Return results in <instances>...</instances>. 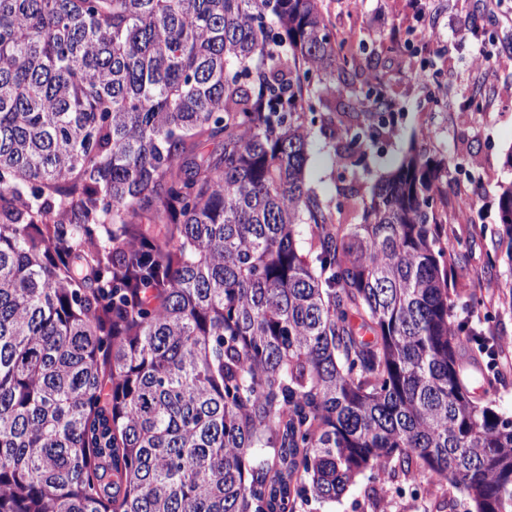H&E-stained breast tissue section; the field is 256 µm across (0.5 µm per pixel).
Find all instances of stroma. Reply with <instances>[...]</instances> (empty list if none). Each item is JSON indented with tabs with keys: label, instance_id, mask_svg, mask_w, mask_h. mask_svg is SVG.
<instances>
[{
	"label": "stroma",
	"instance_id": "obj_1",
	"mask_svg": "<svg viewBox=\"0 0 512 512\" xmlns=\"http://www.w3.org/2000/svg\"><path fill=\"white\" fill-rule=\"evenodd\" d=\"M322 8L336 35L354 32L358 76L348 87H316V111L342 107L377 78L392 108L354 173L334 166L328 134L315 131L307 182L333 203L339 187L369 186L411 145L447 158L445 200L437 209L462 242L457 281L480 300L476 306L458 300L455 317L499 338L512 354V302L499 299L497 290L512 276V263L497 254L495 270L483 273L488 254H496L500 187L512 182V168L504 164L512 152V0H500L491 13L481 0H322ZM390 43L396 51L384 52ZM479 55L489 57L488 66L475 65ZM463 199L469 206L462 213ZM375 484L371 474L361 475L339 499L312 497L298 512H370Z\"/></svg>",
	"mask_w": 512,
	"mask_h": 512
}]
</instances>
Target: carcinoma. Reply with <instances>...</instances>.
Segmentation results:
<instances>
[{
	"mask_svg": "<svg viewBox=\"0 0 512 512\" xmlns=\"http://www.w3.org/2000/svg\"><path fill=\"white\" fill-rule=\"evenodd\" d=\"M352 68L320 0H0V512H296L367 471L512 512L444 159L343 192L357 224L307 185L313 87ZM390 110L322 116L339 167ZM475 356L479 359L478 353L476 351V346L472 345V349H466V351L462 352L460 357V363L462 365L465 374V379L468 388L471 392V395L478 399L484 397V390L482 391L484 387L483 377L473 360Z\"/></svg>",
	"mask_w": 512,
	"mask_h": 512,
	"instance_id": "1",
	"label": "carcinoma"
}]
</instances>
